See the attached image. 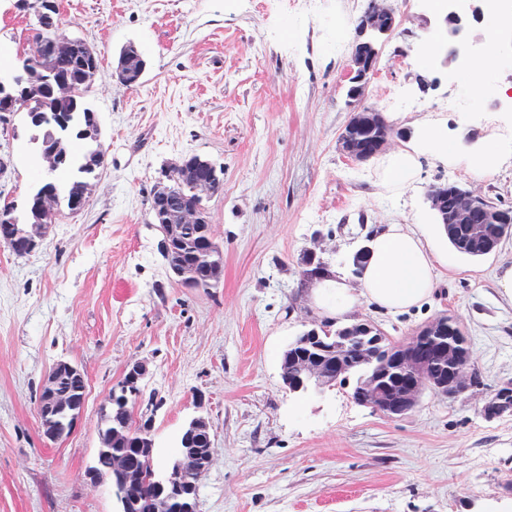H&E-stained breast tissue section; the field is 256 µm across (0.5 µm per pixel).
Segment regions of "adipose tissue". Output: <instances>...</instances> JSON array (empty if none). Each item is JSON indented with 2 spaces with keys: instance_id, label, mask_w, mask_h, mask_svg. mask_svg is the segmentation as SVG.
<instances>
[{
  "instance_id": "adipose-tissue-1",
  "label": "adipose tissue",
  "mask_w": 512,
  "mask_h": 512,
  "mask_svg": "<svg viewBox=\"0 0 512 512\" xmlns=\"http://www.w3.org/2000/svg\"><path fill=\"white\" fill-rule=\"evenodd\" d=\"M371 255L358 276V287L330 275L315 281V305L341 318L362 304L389 313L422 307L437 288V273L447 268L444 254L421 224H386L371 238Z\"/></svg>"
}]
</instances>
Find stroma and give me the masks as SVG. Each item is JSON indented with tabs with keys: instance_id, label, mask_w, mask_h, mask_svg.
Here are the masks:
<instances>
[{
	"instance_id": "stroma-1",
	"label": "stroma",
	"mask_w": 512,
	"mask_h": 512,
	"mask_svg": "<svg viewBox=\"0 0 512 512\" xmlns=\"http://www.w3.org/2000/svg\"><path fill=\"white\" fill-rule=\"evenodd\" d=\"M68 36L101 62L85 100L96 113L106 167L85 208L54 224L43 247L19 257L0 245V512H116L109 484L85 471L100 416L125 365L147 361L146 392L156 464L164 466L186 422L211 423L214 458L198 486L197 512H512V413L482 406L512 380V303L496 276L512 265V236L479 260L449 252L430 303L357 317L393 338L441 314L466 332L480 386L455 400L425 393L390 419L358 405L351 388L289 392L284 347L325 319L301 281L303 258L351 276L353 254L382 224H430L425 197L456 181L512 207V101L468 100L437 111L456 66L418 63L436 35L424 0H394L399 23L379 41L366 105L394 126L387 153L358 165L336 149L350 117L346 69L368 0H322L315 14L286 0H57ZM36 20L0 0V60L15 65ZM146 60L139 82L113 71L126 45ZM394 89L398 104L383 98ZM462 138L465 154L422 153L403 179L391 156L417 131ZM20 112L0 114V205L24 210L43 175ZM504 153L493 175L474 173L485 142ZM198 155L224 170L207 206L224 248L213 288L172 282L158 249L149 195L163 167ZM85 374V406L74 432L46 439L36 393L56 361Z\"/></svg>"
}]
</instances>
